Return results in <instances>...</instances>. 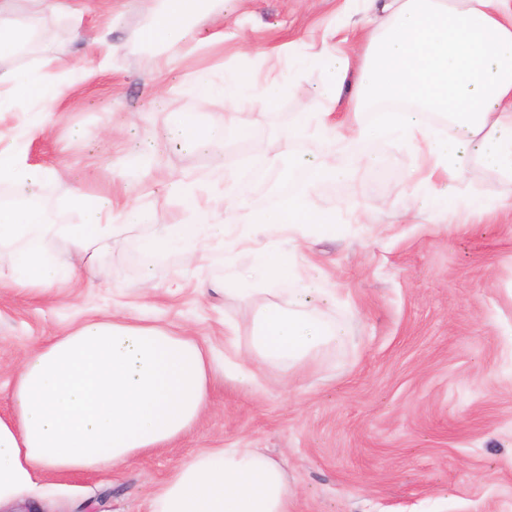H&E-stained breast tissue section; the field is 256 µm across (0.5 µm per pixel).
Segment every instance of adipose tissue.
<instances>
[{
  "instance_id": "ef3b65f1",
  "label": "adipose tissue",
  "mask_w": 512,
  "mask_h": 512,
  "mask_svg": "<svg viewBox=\"0 0 512 512\" xmlns=\"http://www.w3.org/2000/svg\"><path fill=\"white\" fill-rule=\"evenodd\" d=\"M374 12L364 43L322 40L306 57L289 60L301 71L321 65L325 79L316 103L290 129L325 151L316 163L298 166L287 188L271 194L260 225L231 216L254 186L267 179L270 161L259 157L223 187L180 179L174 191L198 211L193 224L167 225L163 234L142 239L145 254L181 251L196 258L204 245L223 246L226 234L239 241L263 226L282 234V246L262 251L252 267L224 256V283L249 295L266 283L287 294V306L269 305L250 336L251 363L301 365L343 329L309 310L310 293L288 251L300 248L312 224H332L336 214L311 202L314 186L331 177H353L371 156L380 136L406 147L414 157L409 180L414 197L428 202L440 223L481 216L490 203L458 189L468 161L479 155L512 184V0H369ZM190 0H163L149 42L188 38ZM355 106L341 120L333 114L345 91ZM221 92L240 108L273 106L275 85L258 87L245 72L224 75ZM50 91L39 75L0 73V112L43 108ZM448 123V136L434 131ZM79 224L49 225L43 209L27 202L0 206V245L14 246L6 285L48 290L65 278L47 257L45 240L55 232L95 256L122 224L149 220L134 209L122 224L111 220L112 200L76 196ZM212 358L184 333L120 320L92 321L28 353L13 378V408L0 415V512L37 503L42 479L114 465L153 452L185 434L208 402ZM292 498L281 463L253 448H212L176 466L159 488L153 512H291Z\"/></svg>"
}]
</instances>
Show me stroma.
<instances>
[{
  "instance_id": "stroma-1",
  "label": "stroma",
  "mask_w": 512,
  "mask_h": 512,
  "mask_svg": "<svg viewBox=\"0 0 512 512\" xmlns=\"http://www.w3.org/2000/svg\"><path fill=\"white\" fill-rule=\"evenodd\" d=\"M367 0H224L219 16L199 11L180 43L140 38L158 0H87L83 14L15 0L13 21L30 30L0 52V72H36L56 91L44 112L0 114V148L17 146L27 163L53 177L37 189L50 223L77 224L75 193L111 196L115 210L146 207L147 224L112 238L93 265L62 235L48 257L74 279L43 292L0 288V413L22 357L91 320L122 318L191 331L224 361V325L239 323L247 354L254 314L287 296L223 292L224 256L188 260L149 256L140 240L168 224H191L194 211L170 195L178 178L230 175L259 155L273 158L267 181L237 211L255 220L296 163L319 159L315 142L288 139L322 84L319 67L280 85L274 106L240 113L236 135L212 145L177 136L182 114L200 124L223 119V97L200 100L199 76L219 83L247 70L268 84L289 55L309 53L325 30L361 20ZM105 37L110 52L88 50ZM375 163L353 178L329 179L317 207L336 212V229L311 227L288 254L302 276L332 293L311 297L344 328L301 371L274 364L251 384L219 378L196 425L169 447L126 463L51 474L56 512H151L154 496L181 462L211 448H260L283 460L292 512H512V186L472 163L462 189L497 202L460 225L399 210L409 152L386 138L371 142ZM354 203L368 224L349 223Z\"/></svg>"
}]
</instances>
